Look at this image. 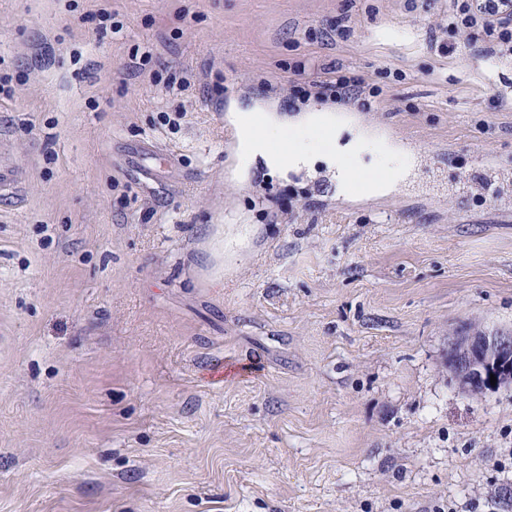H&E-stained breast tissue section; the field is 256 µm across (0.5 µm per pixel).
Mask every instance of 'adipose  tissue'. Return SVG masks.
<instances>
[{
    "instance_id": "obj_1",
    "label": "adipose tissue",
    "mask_w": 512,
    "mask_h": 512,
    "mask_svg": "<svg viewBox=\"0 0 512 512\" xmlns=\"http://www.w3.org/2000/svg\"><path fill=\"white\" fill-rule=\"evenodd\" d=\"M288 121L272 117L242 121L239 129V158L242 171H249L255 162L273 174H285L289 165L308 167L321 162L339 168L338 188L350 192L355 173H362L365 189L378 193L389 189L393 181L388 172L392 162H400L403 173L413 168L411 158L391 144H381L370 154H363L361 138L342 122L331 109L311 112L304 120V128L317 131V138L303 142L297 136L287 135Z\"/></svg>"
}]
</instances>
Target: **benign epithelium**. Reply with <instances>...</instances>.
I'll use <instances>...</instances> for the list:
<instances>
[{"label": "benign epithelium", "instance_id": "benign-epithelium-1", "mask_svg": "<svg viewBox=\"0 0 512 512\" xmlns=\"http://www.w3.org/2000/svg\"><path fill=\"white\" fill-rule=\"evenodd\" d=\"M448 371L470 396L512 386V332L473 327L448 340ZM496 377V384L490 377Z\"/></svg>", "mask_w": 512, "mask_h": 512}]
</instances>
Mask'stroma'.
<instances>
[{
    "label": "stroma",
    "mask_w": 512,
    "mask_h": 512,
    "mask_svg": "<svg viewBox=\"0 0 512 512\" xmlns=\"http://www.w3.org/2000/svg\"><path fill=\"white\" fill-rule=\"evenodd\" d=\"M110 4L0 0V512H512V387L446 367L512 331V53L441 52L448 0ZM328 71L407 185L237 174L233 109L336 105ZM323 87L337 100L349 101L366 98V91L360 82L347 79L344 76L336 77V80L322 82ZM448 371L470 396L512 386V332L473 327L448 340ZM490 374L496 377L491 385Z\"/></svg>",
    "instance_id": "1"
}]
</instances>
